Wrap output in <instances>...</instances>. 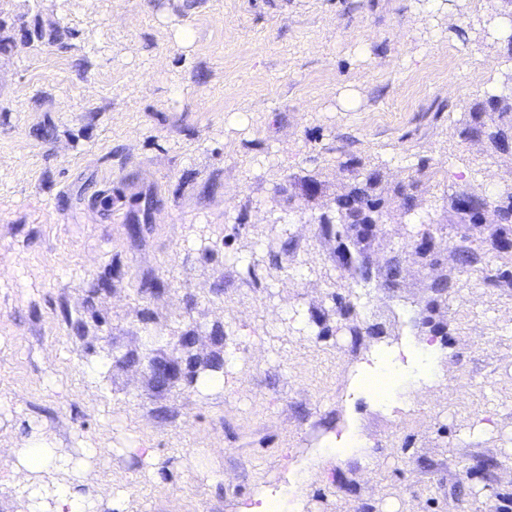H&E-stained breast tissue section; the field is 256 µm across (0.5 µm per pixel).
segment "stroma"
<instances>
[{"mask_svg":"<svg viewBox=\"0 0 512 512\" xmlns=\"http://www.w3.org/2000/svg\"><path fill=\"white\" fill-rule=\"evenodd\" d=\"M511 36L502 0H0V512H27L10 450L34 431L98 449L84 490L126 512H236L302 458L305 512H512V288L474 275L420 313L409 226L369 251H407L401 287H359L315 221L353 157L512 180L457 125ZM310 171L326 196L287 204ZM422 315L446 381L393 416L356 370ZM149 336L238 362L161 391L124 361ZM340 426L370 446L316 460Z\"/></svg>","mask_w":512,"mask_h":512,"instance_id":"stroma-1","label":"stroma"}]
</instances>
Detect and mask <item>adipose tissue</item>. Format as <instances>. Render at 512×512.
Listing matches in <instances>:
<instances>
[{"instance_id":"1","label":"adipose tissue","mask_w":512,"mask_h":512,"mask_svg":"<svg viewBox=\"0 0 512 512\" xmlns=\"http://www.w3.org/2000/svg\"><path fill=\"white\" fill-rule=\"evenodd\" d=\"M443 352L440 344L417 342L403 344L397 351L379 356L376 369L358 377L361 390L369 393L387 412H404L416 396L442 380ZM97 451L87 448L82 458H63L52 440L43 433H31L13 452L14 485L24 496L29 512H124L121 493L87 494L81 492L86 461ZM58 473L62 479L46 486L42 475ZM308 463H293L284 478L290 493L263 486L240 504L237 512H304L303 490L313 478Z\"/></svg>"}]
</instances>
